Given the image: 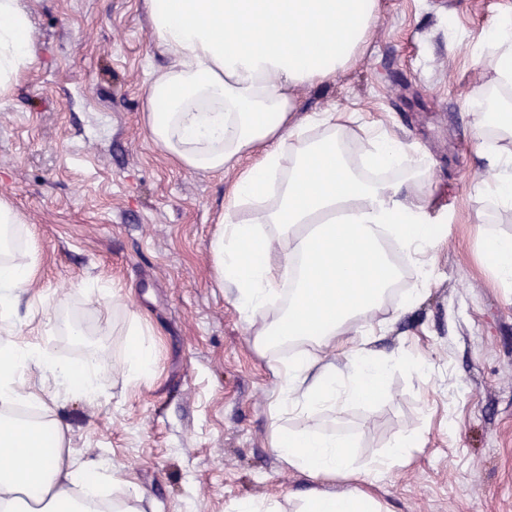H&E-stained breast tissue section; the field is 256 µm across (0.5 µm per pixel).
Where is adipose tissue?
I'll list each match as a JSON object with an SVG mask.
<instances>
[{
  "mask_svg": "<svg viewBox=\"0 0 512 512\" xmlns=\"http://www.w3.org/2000/svg\"><path fill=\"white\" fill-rule=\"evenodd\" d=\"M150 37L170 66L145 88L142 124L182 168L232 175L224 214L210 241L213 278L262 352L294 345L275 369L270 446L288 468L316 480L298 512H387L374 489L409 463L412 434L353 485L352 443L310 420L314 412L382 389L407 353L382 357L365 326L402 276L394 254L427 284L439 240L430 227L424 157L410 156L381 121L330 107L300 113L296 92L320 87L365 53L378 0H144ZM475 60L495 74L496 99L476 123L487 169L473 185L477 211H512V22L487 28ZM36 62L22 0H0V98ZM24 218L0 202V512H138L137 489L105 459L64 454L60 396L93 399L110 361L101 352L73 362L19 341L3 319L36 275L32 248L17 250ZM125 375L147 380L154 341L139 316L126 322ZM329 349L331 360L306 351ZM35 407V418L16 416ZM304 420L300 429L285 414Z\"/></svg>",
  "mask_w": 512,
  "mask_h": 512,
  "instance_id": "obj_1",
  "label": "adipose tissue"
}]
</instances>
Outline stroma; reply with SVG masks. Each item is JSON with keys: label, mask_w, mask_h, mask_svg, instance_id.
I'll return each mask as SVG.
<instances>
[{"label": "stroma", "mask_w": 512, "mask_h": 512, "mask_svg": "<svg viewBox=\"0 0 512 512\" xmlns=\"http://www.w3.org/2000/svg\"><path fill=\"white\" fill-rule=\"evenodd\" d=\"M143 0H23L37 63L0 99V200L25 217L36 280L13 321L23 342L76 361L104 349L111 368L96 400L55 408L66 449L106 458L143 495L139 512H227L244 498L296 512L289 492L312 481L269 445L282 351L255 349L251 327L212 278L209 243L226 176L171 164L141 123L148 75L169 66L153 45ZM512 0H379L368 50L327 85L297 92L300 109L382 119L425 156L442 234L415 306L405 270L371 324L382 356L401 346L431 371H393L382 392L315 413L354 443L364 472L403 433L417 446L376 489L390 512H512V284L482 259V239H512V212L477 218L469 194L486 162L473 138L472 93L494 74L473 55ZM123 289L122 308L90 303L87 287ZM137 313L154 333L149 383L123 375L117 326ZM88 330L73 342L58 324Z\"/></svg>", "instance_id": "1"}]
</instances>
